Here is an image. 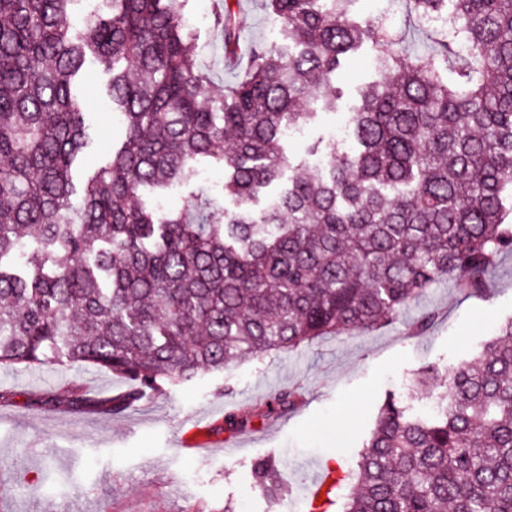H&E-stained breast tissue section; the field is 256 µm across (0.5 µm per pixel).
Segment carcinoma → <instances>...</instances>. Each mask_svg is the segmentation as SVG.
Here are the masks:
<instances>
[{"label":"carcinoma","instance_id":"carcinoma-1","mask_svg":"<svg viewBox=\"0 0 512 512\" xmlns=\"http://www.w3.org/2000/svg\"><path fill=\"white\" fill-rule=\"evenodd\" d=\"M78 2L0 0V365L124 376L133 387L98 404L118 413L164 383L391 324L443 278L481 292L512 253V0H405L436 44L413 56L354 0H263L285 42L256 44L218 99L188 0H106L79 28ZM238 8L213 15L227 57ZM447 9L454 23L425 24ZM365 44L379 79L348 114L353 147L295 161L286 131L314 120L311 99L339 109L332 76ZM89 59L110 71L124 135L78 185ZM203 160L235 209L201 188L177 212L142 205V187L191 186ZM437 378L422 369L408 395ZM44 404L92 402L72 386ZM252 474L280 498L274 461ZM326 479L311 512H512V318L424 410L385 400L357 468Z\"/></svg>","mask_w":512,"mask_h":512}]
</instances>
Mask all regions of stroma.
<instances>
[{"mask_svg":"<svg viewBox=\"0 0 512 512\" xmlns=\"http://www.w3.org/2000/svg\"><path fill=\"white\" fill-rule=\"evenodd\" d=\"M184 19L197 34L196 54L213 93L222 94L241 71L224 64L209 0H190ZM240 24L248 41H284L281 23L265 13L262 0H241ZM375 57L364 45L337 71L341 112L322 114L301 137L287 138L288 155L306 159L307 144L318 139L347 144L338 133L341 115L376 79ZM107 79L99 63L88 65L83 83L90 118L103 131L76 172L80 178L102 164L122 136L103 90ZM428 315L433 322L426 335L412 336L413 325ZM509 317L512 255L506 254L487 275L484 292L442 280L394 323L241 361L195 384L164 388L157 401L141 400L120 414L68 412L56 423L43 400L70 383L109 398L129 389L126 378L84 365L0 367V512H215L227 504L290 512L295 500L308 499L315 471L354 465L386 392L422 367L445 374L470 360ZM285 391L299 394L295 407L266 415ZM230 412L246 420L245 429L225 431ZM268 456L276 457L288 488L276 502L252 479L254 462Z\"/></svg>","mask_w":512,"mask_h":512,"instance_id":"1","label":"stroma"}]
</instances>
